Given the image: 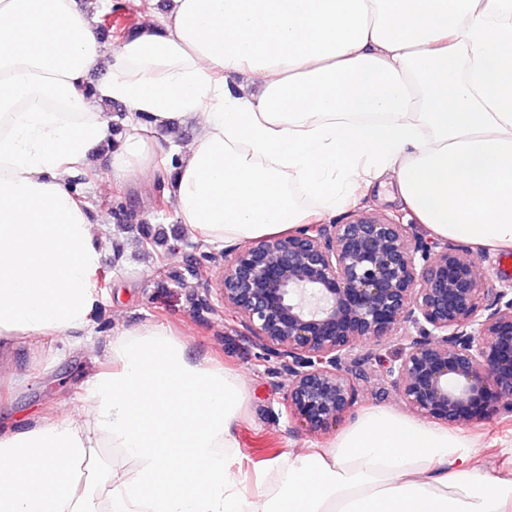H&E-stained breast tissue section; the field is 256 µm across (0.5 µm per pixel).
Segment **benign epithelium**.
<instances>
[{"mask_svg":"<svg viewBox=\"0 0 512 512\" xmlns=\"http://www.w3.org/2000/svg\"><path fill=\"white\" fill-rule=\"evenodd\" d=\"M215 294L280 360L286 414L310 432L357 403L367 374L347 364L373 360L357 351L392 338L382 377L413 411L450 425L512 413V285L398 220L303 224L228 249Z\"/></svg>","mask_w":512,"mask_h":512,"instance_id":"obj_1","label":"benign epithelium"}]
</instances>
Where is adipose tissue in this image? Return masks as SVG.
Here are the masks:
<instances>
[{"label": "adipose tissue", "mask_w": 512, "mask_h": 512, "mask_svg": "<svg viewBox=\"0 0 512 512\" xmlns=\"http://www.w3.org/2000/svg\"><path fill=\"white\" fill-rule=\"evenodd\" d=\"M106 101L130 112L121 137ZM188 122L159 165L146 128ZM102 148L114 183L161 178L207 245L321 223L388 182L436 236L511 250L512 0H167L119 46L79 0H0V345L97 337L103 240L68 186ZM104 359L78 414L0 424V512H512V476L462 431L383 406L247 490L241 373L152 321Z\"/></svg>", "instance_id": "adipose-tissue-1"}]
</instances>
